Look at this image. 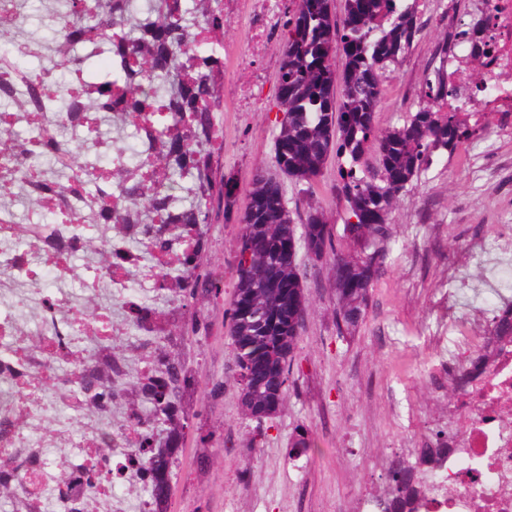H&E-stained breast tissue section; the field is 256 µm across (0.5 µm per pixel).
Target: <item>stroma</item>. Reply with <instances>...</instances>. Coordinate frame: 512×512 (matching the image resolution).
<instances>
[{"mask_svg": "<svg viewBox=\"0 0 512 512\" xmlns=\"http://www.w3.org/2000/svg\"><path fill=\"white\" fill-rule=\"evenodd\" d=\"M252 0H233L224 15V104L216 113L221 150L216 177L233 178L236 202L216 208L208 226L205 268L224 289L216 299L181 306L164 297L156 304L175 315L177 326L167 345L172 354L198 369L202 391L199 416L179 445L167 512H347L359 491L385 495L386 462L411 457L431 432L447 428L452 397L447 385L433 386L419 371L439 368L445 359H464L463 337L486 334L501 304L499 297L475 298L456 305L458 276L482 280L486 272L473 254L496 224H512V134L486 143H467L434 159L414 180L389 216L385 267L373 284L365 317L355 331L339 335L336 298L329 288V261L307 266L305 328L295 352L291 386L277 413L263 423L241 413L233 381V347L224 316L233 295L241 233L239 216L253 175L273 168L276 133V73L283 43H253L247 21ZM424 23L402 63L384 83L380 130L401 125L421 104L426 69L436 42L449 28L474 18L470 0H417ZM261 77L257 103L242 111L235 91ZM337 161L329 159L311 202L334 228L339 250L360 247L343 235L346 203L336 190ZM97 256L73 259L78 275L52 279L47 291L62 296L69 313L94 317L108 308L120 330L112 338L123 357L128 380L151 366L146 349L124 324L118 292L110 284L88 303L82 274ZM204 323L198 335L185 333L189 319ZM224 393L207 395L210 382ZM45 412L31 420V444L68 432L76 442L97 418L67 412L62 390L51 382L41 388ZM315 442L305 455L292 447L298 430Z\"/></svg>", "mask_w": 512, "mask_h": 512, "instance_id": "35a3bbf8", "label": "stroma"}]
</instances>
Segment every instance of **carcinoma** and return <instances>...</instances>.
Instances as JSON below:
<instances>
[{
  "mask_svg": "<svg viewBox=\"0 0 512 512\" xmlns=\"http://www.w3.org/2000/svg\"><path fill=\"white\" fill-rule=\"evenodd\" d=\"M150 0L139 9L135 0H69V11L51 43L33 41L17 52L39 54L47 49L57 58L52 68L25 75L21 63L0 54V156L14 154L20 140L33 147L31 160H48L52 175L38 169L20 182L31 211L71 216L81 194L100 200L87 224H107L95 251L103 268L112 267L113 239L147 255L166 252L177 262L160 269L155 288L169 300L195 301L218 291L201 272L207 247L206 224L214 203H234L231 180L216 184L211 105L224 101V0ZM286 20L282 59L276 73L275 173H258L252 181L241 222L236 284L230 307L236 384L241 407L259 405L266 393L243 386L244 371L266 361L290 377L294 351L306 315L303 273L298 261L330 258L336 296L338 334L363 320L372 285L381 268L390 213L403 201L414 179L433 156L454 150L483 129L479 112L447 110L448 54L473 40L471 28L460 24L438 41L425 75L424 102L403 124L381 133L376 114L383 83L395 72L422 28L410 0H345L336 17L334 0H293L284 7ZM193 19H188V15ZM19 14L0 11V42L15 44ZM106 52L110 69L88 71L87 61ZM344 60L342 68L335 57ZM152 76L151 91L144 81ZM38 112L50 121L67 113L72 123L85 114L107 119L111 126L132 129L157 144L127 163L112 167L110 144L99 131H85L93 154L78 152L62 134L54 149H43L40 127L24 139L12 130V116ZM338 163V187L347 204L344 236L372 251L364 256L336 248L333 226L310 195L330 157ZM299 186L294 208H288L281 178ZM191 180L193 200L182 204L175 195L179 181ZM161 217V227L154 224ZM46 237H27L17 246L38 253L53 236L51 224L41 225ZM127 298L157 319L168 315L136 286L121 284ZM288 308V329L257 333L242 311L272 313ZM512 338V299L496 312L481 350L448 378L452 393L469 371L486 362L492 340ZM84 387L83 410L97 415L112 406L115 388L124 385V371L95 357ZM130 414L138 453L146 459L140 480L151 492L147 512H165L173 455L187 420L197 405L195 371L184 361L159 353L154 374L130 385ZM448 432L440 430L417 449L413 462L388 470L390 491L382 512H414L415 502L428 496L429 478L448 459Z\"/></svg>",
  "mask_w": 512,
  "mask_h": 512,
  "instance_id": "cac0c4a2",
  "label": "carcinoma"
}]
</instances>
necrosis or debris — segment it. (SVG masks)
Listing matches in <instances>:
<instances>
[{"label": "necrosis or debris", "mask_w": 512, "mask_h": 512, "mask_svg": "<svg viewBox=\"0 0 512 512\" xmlns=\"http://www.w3.org/2000/svg\"><path fill=\"white\" fill-rule=\"evenodd\" d=\"M281 0H254L249 13V34L254 41L275 40L281 32ZM482 26L473 42L464 44L448 58V84L455 94L449 108L480 112L485 117L484 135L512 132V0H487L480 5ZM479 72H472V63ZM490 249L478 255L480 264L492 272L485 286L499 289L497 272L512 264V226L496 228ZM12 261L23 272L33 294L41 298L38 321L49 344L48 355L24 354L23 337L15 325L0 320V347L7 348L8 370L0 381L28 394L51 375L56 364L66 363L70 372L63 383L73 386L80 374L73 366L69 337L74 332L72 318L63 305L45 296L46 278L29 255L16 251ZM512 406V342L500 346L493 362L477 380L467 383L458 394L456 419L448 436L452 452L444 469L446 487L417 505V512H512V415L503 413ZM84 441L96 446L111 445L112 477L119 480L138 471L142 456L131 448V433L97 428L85 432ZM24 436L12 425L11 414L0 413V472L11 476L23 495H36L45 466L40 458L28 456ZM67 481L58 485L61 504L78 502L83 512H122L119 498L103 489L89 491L85 468L73 465Z\"/></svg>", "instance_id": "necrosis-or-debris-1"}]
</instances>
